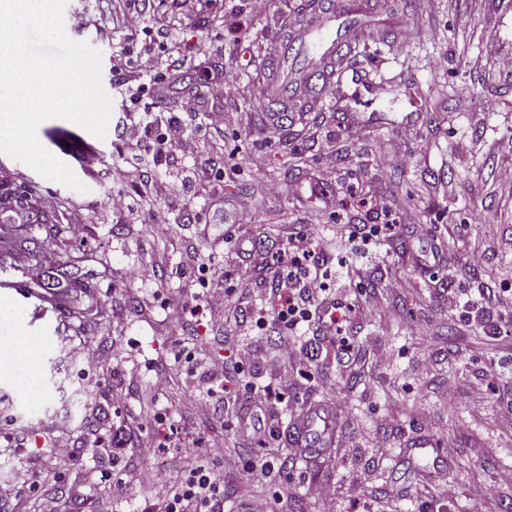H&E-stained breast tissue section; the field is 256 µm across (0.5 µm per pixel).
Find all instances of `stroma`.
Instances as JSON below:
<instances>
[{"instance_id":"1","label":"stroma","mask_w":512,"mask_h":512,"mask_svg":"<svg viewBox=\"0 0 512 512\" xmlns=\"http://www.w3.org/2000/svg\"><path fill=\"white\" fill-rule=\"evenodd\" d=\"M370 28L357 42L358 52L383 54L381 91L342 76L334 90L301 99L288 107V135L266 140L262 123L274 118L268 105L254 102L249 84L275 79L279 70L263 53L265 40L279 34L271 18L252 15L248 0H216L215 12L183 21L185 48L206 45L199 70L161 67L160 105L175 111L181 96L198 95L202 111L223 109L224 138L198 136L200 149L233 159L237 171L224 187L196 183L191 192L174 191L154 205H138L127 222L100 213L97 199L111 190L112 167L119 160V128L127 106L111 72L113 47L101 42L89 11L90 0H68L67 36L101 54V80L112 100L105 138L80 125L49 118L37 128L41 145L67 164L84 184L77 191L44 178L24 162L0 154V194L21 193L36 199L51 191L64 206L38 221L37 210L0 209L16 245L0 246V282L17 292L0 291L22 314L23 335L40 338L38 360L45 398L31 409L17 394L12 378L0 376V512H10L15 497H27L37 512L43 497H61L67 512H164L160 487L127 483V468L181 471L173 450L138 456L144 440L163 441L170 430L206 441L223 434L236 465L216 458L215 474L224 481V512H252L257 500L270 499L279 483L287 498L272 502L273 512H436L426 507L430 486H447L448 500L437 512H469L472 495L494 486L496 512H512V485L496 481L512 468V426L501 411L512 402V370L501 366L498 337H512V312L481 310L479 289H512V189L499 185L500 166L512 164V74L495 59L512 54V11L501 0H366ZM240 112L258 121L241 127ZM387 153L379 164L377 148ZM96 155L95 171L84 158ZM295 158L284 169L285 158ZM279 183L278 195H258L257 181ZM302 193L289 197L287 187ZM250 195L251 213L241 218L215 211L211 196ZM389 193L404 211L392 240L353 249L337 237L341 224L365 222L359 202L373 193ZM86 226L83 239H72L74 215ZM318 217L329 267L353 264L362 270V286L343 295L355 310L344 321L345 333L360 346L358 360L346 364L326 331L285 333L277 326L257 332L253 313L262 290L275 278L273 268L243 257L242 244L278 253L283 245L275 228L309 224ZM223 233L224 251L215 268L225 286L249 278L254 291L240 301L237 319L218 326L197 315L181 328L161 326L165 307H193L195 286L190 256L211 252L197 233L199 222ZM424 225L415 235V225ZM485 253L482 267L468 266L472 252ZM45 263L40 283L24 276V262ZM161 262L155 279L126 281L133 265ZM383 303L371 315V296ZM460 305L449 310V296ZM154 299L153 312L142 309ZM472 317L476 330L461 335L460 321ZM122 328L124 345H112ZM90 339L101 356L98 368L86 367L73 349ZM312 343L318 356L299 379L294 398L268 407L261 415L259 439L247 438L231 417L203 420L186 405L194 390V362L228 356L236 345L257 348L252 383L230 382L227 397L246 402L251 384L269 383L268 359L282 340ZM389 361L378 365L377 355ZM457 385L447 403L442 388ZM121 401H113V390ZM320 406L332 417L335 444L310 438L304 455L290 457V426L308 407ZM158 413L160 421L149 420ZM115 424L130 426L122 461L113 462L107 435ZM70 436L74 455L55 464L48 444ZM422 444L440 450L439 460L416 454ZM289 458L251 491L240 488L237 466L260 458ZM315 481L331 485L329 500L307 495Z\"/></svg>"}]
</instances>
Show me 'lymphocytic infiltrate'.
<instances>
[{"mask_svg": "<svg viewBox=\"0 0 512 512\" xmlns=\"http://www.w3.org/2000/svg\"><path fill=\"white\" fill-rule=\"evenodd\" d=\"M94 11L100 21L99 31L107 40L119 36L135 39L137 29L142 25L155 37L154 42L144 45L136 55L123 51L112 55V72L130 97H139L148 87L156 85L161 60H168L175 70L193 66V58L180 50V22L164 20L155 0H95ZM194 116L199 117L209 137H221L224 132L223 110L200 113L196 95L182 96L179 112L175 115L152 102H144L135 110L133 120L123 125L122 136L128 146L112 169L113 181L137 178L139 196L147 203L165 198L171 185L169 181L156 178L152 167L159 159L178 161L189 154L193 131L188 120ZM279 234L284 242V249L276 259L281 272L270 289L265 313L257 314L255 318L256 326H264L271 320L292 330L318 322L330 335L337 337L339 353L351 357L353 345L348 337L343 336L338 316L341 305L329 298L328 282L332 274L317 259L321 251L320 241L313 233L300 231L291 224L281 225ZM196 272L198 292L195 311L212 317L223 316L230 308V292L216 273L214 257L198 259ZM278 355L287 361V368L275 372L272 381L259 390L248 405L240 407L238 422L248 423L263 407L274 401L283 402L297 387L300 370L308 362L307 356L286 341L281 342ZM254 360L255 352L249 347L235 348L233 361L229 364L223 359L212 358L208 368L211 385L206 396L190 399L193 412L204 419L214 415L226 368H233L240 374ZM164 444L179 450L185 461L184 474L180 479L164 481L156 471L135 469L127 472V480L139 484L162 483L166 492V512H223L224 483L204 462L205 457L222 452L223 437L213 436L208 447L193 448L173 433L166 436Z\"/></svg>", "mask_w": 512, "mask_h": 512, "instance_id": "f902f5d3", "label": "lymphocytic infiltrate"}]
</instances>
